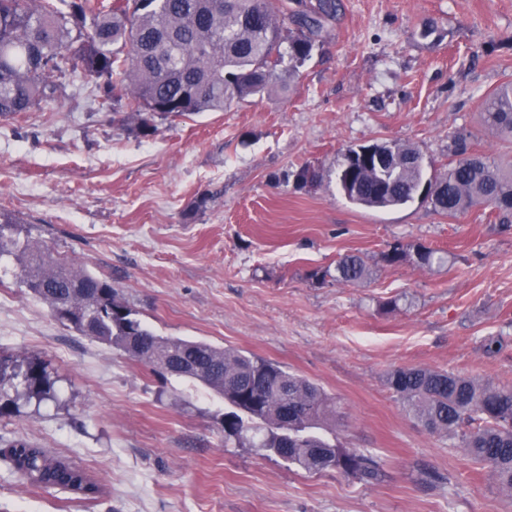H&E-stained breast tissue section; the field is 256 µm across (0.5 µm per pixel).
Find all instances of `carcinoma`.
<instances>
[{
	"mask_svg": "<svg viewBox=\"0 0 512 512\" xmlns=\"http://www.w3.org/2000/svg\"><path fill=\"white\" fill-rule=\"evenodd\" d=\"M340 0H0V119L34 112L57 97L62 79L81 69L98 111L153 136L159 122L222 112L285 86L336 19ZM483 123L512 141V83L490 92ZM377 148L390 159L366 167L342 162L336 179L348 200L370 208L414 201L425 180L420 151L395 143ZM432 209L456 217L486 204L512 215V168L470 151L458 133L448 146ZM10 258L19 283L66 327L114 346L163 372L184 358L176 375L224 397V438L253 441L308 472L336 470L375 481V458L350 451L315 430L336 420L335 402L311 380L283 366L202 340L158 336L136 317L106 279L52 253L22 234L0 211V260ZM369 269L357 254L336 263V278L356 282ZM387 383L429 431L457 435L500 489L512 494V388L424 368H398ZM25 392L54 396L43 365L30 357L0 359V399ZM21 476L40 487H63L85 499L100 492L81 468L27 441L13 445Z\"/></svg>",
	"mask_w": 512,
	"mask_h": 512,
	"instance_id": "carcinoma-1",
	"label": "carcinoma"
}]
</instances>
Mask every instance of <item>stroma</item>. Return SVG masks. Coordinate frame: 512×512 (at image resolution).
Masks as SVG:
<instances>
[{
	"label": "stroma",
	"instance_id": "obj_1",
	"mask_svg": "<svg viewBox=\"0 0 512 512\" xmlns=\"http://www.w3.org/2000/svg\"><path fill=\"white\" fill-rule=\"evenodd\" d=\"M510 80L512 0H341L287 88L156 136L92 111L77 72L44 111L0 120V211L24 234L110 279L156 334L317 383L337 404L325 437L382 471L374 483L315 474L225 440L223 397L63 326L5 266L0 355L42 361L54 397L23 394L0 413V512H512L489 469L387 383L417 367L512 387V222L486 205L455 218L420 202L365 209L336 183L345 150L372 143L413 145L427 174L443 172L458 132L512 162L480 116ZM304 166L320 185L297 184ZM420 244L440 260H381ZM349 253L365 280L332 276ZM20 440L85 470L100 494L26 482L8 458Z\"/></svg>",
	"mask_w": 512,
	"mask_h": 512
}]
</instances>
